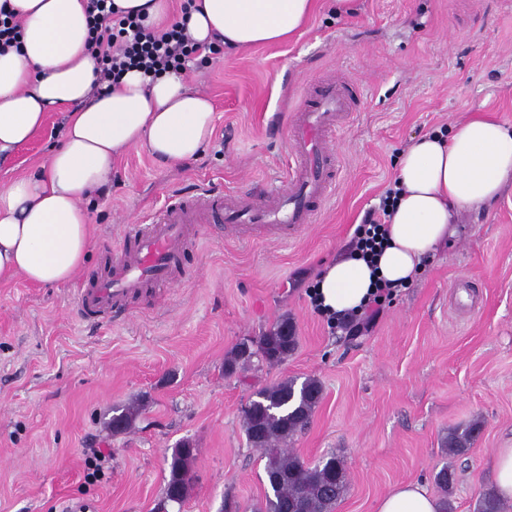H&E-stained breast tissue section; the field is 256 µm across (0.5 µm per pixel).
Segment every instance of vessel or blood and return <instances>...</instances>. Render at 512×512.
I'll list each match as a JSON object with an SVG mask.
<instances>
[{
    "mask_svg": "<svg viewBox=\"0 0 512 512\" xmlns=\"http://www.w3.org/2000/svg\"><path fill=\"white\" fill-rule=\"evenodd\" d=\"M357 101V89L349 82L323 81L291 118L293 162L283 181L254 195L205 190L193 202L168 203L149 223L126 231L122 247L113 253L110 276L80 293L86 315L110 318L147 284L167 282L186 244L187 225L263 224L290 231L312 223L319 202L335 186L331 134Z\"/></svg>",
    "mask_w": 512,
    "mask_h": 512,
    "instance_id": "vessel-or-blood-1",
    "label": "vessel or blood"
}]
</instances>
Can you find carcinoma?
Returning <instances> with one entry per match:
<instances>
[{"label": "carcinoma", "mask_w": 512, "mask_h": 512, "mask_svg": "<svg viewBox=\"0 0 512 512\" xmlns=\"http://www.w3.org/2000/svg\"><path fill=\"white\" fill-rule=\"evenodd\" d=\"M298 337L288 317L279 319L257 339L242 341L233 355L226 359L230 373L259 356L270 365L284 362L296 349ZM321 398V386L314 378L301 384L289 378L256 390L243 409L244 429L251 446L265 460L264 473L269 490L254 512H334L347 490V472L341 457L332 453L317 463L307 464L295 454L289 443L305 430ZM137 415L135 407H126L112 416V431L131 428ZM480 433L476 423L448 431L446 448L451 457L468 453ZM196 449L184 441L173 449L168 463L165 495L155 512H168L167 506L178 505L189 495L195 482L191 464ZM504 500L487 488L482 491L476 512H505Z\"/></svg>", "instance_id": "obj_1"}]
</instances>
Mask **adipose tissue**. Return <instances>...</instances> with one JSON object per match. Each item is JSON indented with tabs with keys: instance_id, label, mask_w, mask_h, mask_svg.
Instances as JSON below:
<instances>
[{
	"instance_id": "1",
	"label": "adipose tissue",
	"mask_w": 512,
	"mask_h": 512,
	"mask_svg": "<svg viewBox=\"0 0 512 512\" xmlns=\"http://www.w3.org/2000/svg\"><path fill=\"white\" fill-rule=\"evenodd\" d=\"M22 22L19 47L0 49V155L28 143L48 112L72 104L59 143L29 177L0 187V282L69 281L88 257L91 218L84 202L112 182V167L146 146L176 164L195 159L214 132L209 97L173 72L149 79L127 72L107 93L93 87L85 0H7ZM188 29L202 44L222 37L236 49L288 41L314 0H193ZM398 200L375 264L351 254L326 263L314 291L325 314L360 310L382 278L411 283L452 237L454 217L490 204L512 182V127L484 115L451 135H423L398 158ZM375 512H442L417 483L393 486Z\"/></svg>"
}]
</instances>
